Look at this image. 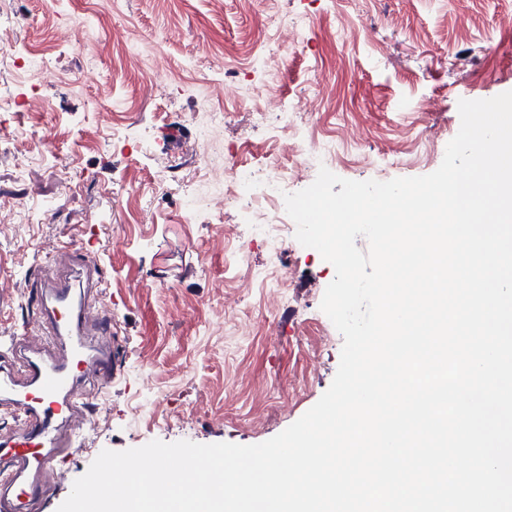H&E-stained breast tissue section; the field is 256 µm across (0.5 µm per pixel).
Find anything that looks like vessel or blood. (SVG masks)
Here are the masks:
<instances>
[{
  "label": "vessel or blood",
  "mask_w": 512,
  "mask_h": 512,
  "mask_svg": "<svg viewBox=\"0 0 512 512\" xmlns=\"http://www.w3.org/2000/svg\"><path fill=\"white\" fill-rule=\"evenodd\" d=\"M54 259L62 269L79 268V279L64 277L51 286L32 280L24 304L40 316L34 333L45 342H60V351H32L19 378L0 365V405L18 410L22 420L18 432L0 437V458L9 463L0 469V512H27L45 497L50 476L60 473L75 444L74 437L59 433L58 424L71 423L87 408L85 381L110 383L119 367L111 318L73 301L75 293L102 285V269L64 246Z\"/></svg>",
  "instance_id": "obj_1"
}]
</instances>
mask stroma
Segmentation results:
<instances>
[{
	"label": "stroma",
	"mask_w": 512,
	"mask_h": 512,
	"mask_svg": "<svg viewBox=\"0 0 512 512\" xmlns=\"http://www.w3.org/2000/svg\"><path fill=\"white\" fill-rule=\"evenodd\" d=\"M41 28L0 32L34 87L0 69V353L33 325L22 295L66 243L98 259L118 336L112 383L87 382L91 425L52 496L57 512L105 449L160 440L252 445L302 417L331 385L343 337L320 305L335 269L298 245L273 257L245 207L224 202L223 151L278 162L295 193L315 180L273 127L315 125L345 179L434 172L460 129L459 100L512 91V0H0ZM476 18L466 39L460 16ZM305 27L289 44L287 21ZM430 103L427 112L420 103ZM53 215L28 223L22 204ZM280 262L284 285L256 276Z\"/></svg>",
	"instance_id": "obj_1"
}]
</instances>
